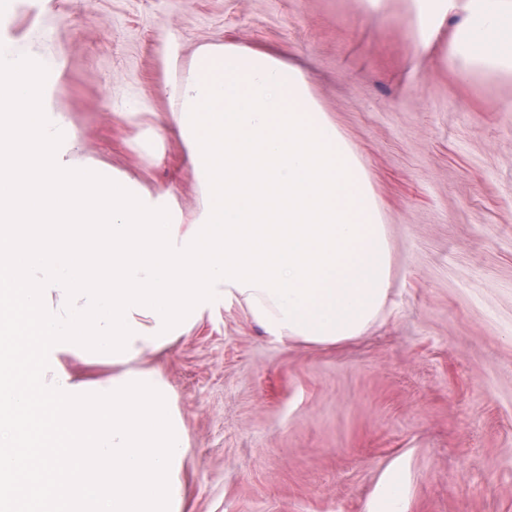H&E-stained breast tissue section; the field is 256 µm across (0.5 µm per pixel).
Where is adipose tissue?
<instances>
[{
	"label": "adipose tissue",
	"instance_id": "adipose-tissue-1",
	"mask_svg": "<svg viewBox=\"0 0 512 512\" xmlns=\"http://www.w3.org/2000/svg\"><path fill=\"white\" fill-rule=\"evenodd\" d=\"M414 14V38L419 49H427L436 33L447 23L455 27L448 44L451 63L463 65L465 71L487 75H512V0H411ZM213 75L219 88H227L232 78L250 75L252 80L274 76L276 103L292 106L296 114L311 115L315 127L329 125L310 90L308 77H286L274 70L269 58L257 53L235 54L216 44L198 48L186 73L168 89L169 125L179 129L181 108L186 95L195 94L191 79L196 75ZM354 184L351 191L355 204L350 219L358 223L363 234L356 243V262L350 270L332 275L328 290L315 293V303H304L299 312L309 327L301 334L284 327L282 314L265 291L229 290L230 305L242 308L265 334L284 347L299 344L333 347L362 336L383 311L390 290L389 249L370 176L359 157L350 162Z\"/></svg>",
	"mask_w": 512,
	"mask_h": 512
}]
</instances>
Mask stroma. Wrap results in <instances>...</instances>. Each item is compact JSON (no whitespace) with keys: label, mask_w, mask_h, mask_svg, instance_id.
Instances as JSON below:
<instances>
[{"label":"stroma","mask_w":512,"mask_h":512,"mask_svg":"<svg viewBox=\"0 0 512 512\" xmlns=\"http://www.w3.org/2000/svg\"><path fill=\"white\" fill-rule=\"evenodd\" d=\"M410 0H11L0 41L53 56L66 158L182 219L201 204L162 89L206 44L306 73L372 181L390 245L385 313L334 348L272 342L217 302L163 354L190 448L192 512H512V78L461 75L450 30L417 52ZM405 479L401 471H393L377 487L375 499L379 506L377 511L403 512Z\"/></svg>","instance_id":"obj_1"}]
</instances>
